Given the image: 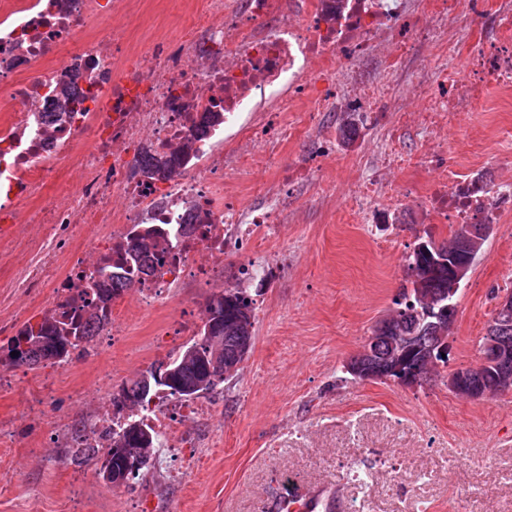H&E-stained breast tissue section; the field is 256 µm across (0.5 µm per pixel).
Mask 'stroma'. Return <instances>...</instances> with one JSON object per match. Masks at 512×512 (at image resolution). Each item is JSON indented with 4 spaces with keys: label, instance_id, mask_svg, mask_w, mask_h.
<instances>
[{
    "label": "stroma",
    "instance_id": "stroma-1",
    "mask_svg": "<svg viewBox=\"0 0 512 512\" xmlns=\"http://www.w3.org/2000/svg\"><path fill=\"white\" fill-rule=\"evenodd\" d=\"M186 0H143L130 30L132 42L154 34L177 38ZM486 105L458 113L448 132L449 165L495 169L512 182V95L485 88ZM280 126L293 135L254 175L232 174L225 185L243 206L264 202L272 182L289 167L304 166L320 132L336 139V195L321 198L313 184L288 200V219L275 225L260 251L224 256V283L253 292L254 338L237 375L206 394L212 412L192 424L198 445L192 474H167L175 460L161 450L154 473L112 488L94 461L77 463L54 447L55 422H79L117 386L145 374L163 356L156 350L162 325L187 316L199 329L208 298L182 288L168 303L134 318L119 346L100 362L118 368L98 377L82 361L65 369L17 370L0 388V422L15 423L12 447H0V512H267L270 496L341 483L359 512H512V389L481 400L449 391L451 369L479 363L478 342L495 302L491 289L512 285V226L496 225L457 294L447 367L413 386L393 380L342 378L341 368L367 344L394 307L408 278L407 256L419 237L451 238L447 224H426L416 206L402 224H354L344 211L348 184L364 174L367 153L381 142L374 131L349 138L338 113L325 112L317 128H299V115L283 112ZM40 401L37 418L24 416Z\"/></svg>",
    "mask_w": 512,
    "mask_h": 512
}]
</instances>
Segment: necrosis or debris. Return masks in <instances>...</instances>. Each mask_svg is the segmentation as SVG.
<instances>
[{"label": "necrosis or debris", "mask_w": 512, "mask_h": 512, "mask_svg": "<svg viewBox=\"0 0 512 512\" xmlns=\"http://www.w3.org/2000/svg\"><path fill=\"white\" fill-rule=\"evenodd\" d=\"M109 27L87 31L98 16ZM132 0H0V311L16 293L33 298L31 324L83 314L102 277L132 278L149 311L190 284L224 288V252L257 249L296 184L334 194L318 146L307 166L288 168L262 206L225 197L224 180L270 159L288 136L280 113L346 112L383 126L370 175L349 206L361 220L393 224L406 189L395 171L429 162L439 173L417 205L442 224L512 222V186L485 171L448 166L443 155L457 112L482 106L488 81L512 90V0H197L177 40L131 44ZM479 28L462 66L427 59L432 42ZM425 132L406 153L404 117ZM168 163L171 175L151 173ZM148 233L147 255L130 252ZM129 320L115 311L85 328L79 360L121 340ZM208 404L159 395L137 412L192 471L187 426ZM127 421L103 402L81 424L57 421L63 448H106Z\"/></svg>", "instance_id": "4bbe7bcc"}]
</instances>
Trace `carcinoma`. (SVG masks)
Here are the masks:
<instances>
[{
  "instance_id": "carcinoma-1",
  "label": "carcinoma",
  "mask_w": 512,
  "mask_h": 512,
  "mask_svg": "<svg viewBox=\"0 0 512 512\" xmlns=\"http://www.w3.org/2000/svg\"><path fill=\"white\" fill-rule=\"evenodd\" d=\"M470 235L461 227L454 237L439 244L431 236L420 241L407 256L408 286L404 287L403 308L389 314L374 331L376 336H416V345L399 357L391 354L390 346L383 340L366 344L364 352L354 358V363L375 368L381 375L393 379L407 375L414 380L427 378L430 371L441 362H448L438 351L442 337L448 335L455 322L457 309L447 310L448 288L454 267L466 259L465 242ZM131 282L117 280L101 283L97 288L98 301L88 311V321L98 319L104 308ZM253 299L241 288H226L211 296L205 305L203 326L199 335L211 330V335L222 337L224 363L242 364L253 343ZM80 319L65 324H42L28 327L10 340L7 347H0V362L16 366L34 367L42 363L58 365L67 360L82 340ZM17 355H11V352ZM148 378H137L121 386L112 397L119 409L134 410L144 406L153 395L164 391L168 395L191 400L185 390L205 393L224 383V368H217L207 358L185 359V350L167 362L147 372ZM207 381L204 387L199 386ZM162 442L152 427L140 420H129L112 438V445L104 452L105 460L114 472L123 471L129 462L137 460L133 475L155 466Z\"/></svg>"
}]
</instances>
